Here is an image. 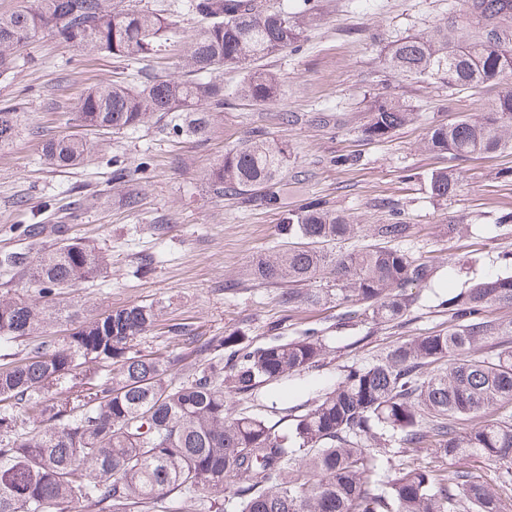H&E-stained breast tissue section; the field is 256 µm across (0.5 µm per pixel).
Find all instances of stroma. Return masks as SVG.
<instances>
[{
  "instance_id": "stroma-1",
  "label": "stroma",
  "mask_w": 512,
  "mask_h": 512,
  "mask_svg": "<svg viewBox=\"0 0 512 512\" xmlns=\"http://www.w3.org/2000/svg\"><path fill=\"white\" fill-rule=\"evenodd\" d=\"M142 2L177 20L159 54L134 64L107 54L88 57L41 32L19 49L14 72L0 76V102L20 104L29 124L0 149V255L21 251L34 258L63 236L103 247L110 257L107 275L70 291L71 303L86 314L156 304L161 316L137 348L161 357L180 352L176 330L183 326L203 340L234 330L256 344L314 331L328 346L319 367L234 399L235 412L274 420L301 413L350 367L375 364L397 343L447 328L449 299L473 282L512 275V223H499L512 212V153L461 162L456 192L440 201L431 197L427 179L447 167L448 158L424 147L431 125L490 111L502 85L451 90L393 77L382 65L391 42L446 22L453 0H311L318 22L300 49L265 61L282 86L276 101L256 106L231 99L203 138L149 122L96 139L87 165L48 168L43 144L73 131L86 88L181 75V57L201 18L183 9V0ZM376 96L403 100L418 120L388 139L368 140L365 109ZM286 112L297 122L283 124ZM258 129L287 142L291 169L307 173L288 194L290 209L318 198L351 223L370 225L388 223L393 204L411 225L401 249L436 274L430 287H408L415 302L402 322L380 324L358 314L355 304L333 300L287 309L282 285L249 275L257 259L280 249L282 215L214 196L208 174L226 149ZM339 156L349 165H335ZM116 161L139 168L130 187L111 182ZM129 189L139 196L134 210L123 203ZM36 220L43 231L32 239L27 229ZM160 224L165 232H157Z\"/></svg>"
}]
</instances>
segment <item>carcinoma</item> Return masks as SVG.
I'll return each instance as SVG.
<instances>
[{"label": "carcinoma", "instance_id": "carcinoma-1", "mask_svg": "<svg viewBox=\"0 0 512 512\" xmlns=\"http://www.w3.org/2000/svg\"><path fill=\"white\" fill-rule=\"evenodd\" d=\"M206 20L182 60L184 76L151 77L135 85L98 83L75 107L77 131L46 142L51 168L84 163L93 145L87 133L136 130L169 119L172 133L197 137L228 98L220 78L226 66L244 70L234 94L255 105L281 95L276 74L260 62L296 51L317 16L310 0L269 9L263 0H188ZM512 0H471L467 12L451 7L448 22L407 35L385 51L383 64L415 82L452 90L505 85L490 112L429 128L425 147L452 161L512 151ZM481 23L459 45L458 30ZM175 21L147 7L114 0H25L0 16V75L17 67L30 38L50 32L85 55L108 53L137 62L153 54ZM363 134L385 140L414 120L408 105L370 101ZM24 113L0 104V147L21 134ZM290 151L262 131L224 153L209 173L214 194L245 208L277 210L288 192ZM458 175H431L433 197L446 199ZM408 224H352L325 201L284 213L282 247L257 262L252 276L286 283L281 303L336 300L363 303L379 323L400 320L412 300L407 285L428 286L433 270L394 246L410 236ZM365 233L370 243L338 255L336 242ZM4 262L26 268L38 298L0 294V512H153L173 494L199 501L205 512H226L232 489L235 512H512V345L492 357L485 348L512 336V320L490 319L486 309L512 305V276L472 284L448 302V328L414 336L385 360L347 370L338 385L316 398L284 429L260 415L233 413V396L317 367L327 346L305 333L289 341L255 345L233 331L199 341L181 331L183 350L155 357L136 349L160 310L129 304L91 317L60 305L65 291L104 274L108 255L77 237L62 238L34 262L21 253ZM330 277L336 289L302 292L298 286ZM65 318L61 340L46 327ZM39 342L20 357L8 348L19 338ZM229 354H224V351ZM205 364L179 382L187 358ZM445 363L435 373L430 365ZM229 386H224V382ZM399 436L407 448L427 445L444 458H484L497 470L468 467L441 478L426 466L395 469L385 490H370L381 463L397 451L377 432ZM374 442L366 448L360 438Z\"/></svg>", "mask_w": 512, "mask_h": 512}]
</instances>
